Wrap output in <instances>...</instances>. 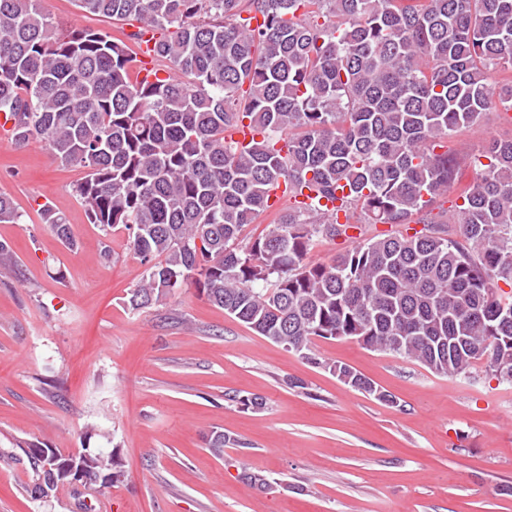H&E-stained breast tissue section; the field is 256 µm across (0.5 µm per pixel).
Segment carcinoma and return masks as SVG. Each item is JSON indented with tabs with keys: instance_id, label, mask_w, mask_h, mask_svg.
Masks as SVG:
<instances>
[{
	"instance_id": "carcinoma-1",
	"label": "carcinoma",
	"mask_w": 512,
	"mask_h": 512,
	"mask_svg": "<svg viewBox=\"0 0 512 512\" xmlns=\"http://www.w3.org/2000/svg\"><path fill=\"white\" fill-rule=\"evenodd\" d=\"M134 28L128 41L57 31L38 0H0V129L46 143L84 176L72 186L114 258L112 230L145 266L130 311L194 285L256 334L317 363L315 338H351L450 379L512 385V139L488 143L454 212L462 240L421 214L456 180L448 135L512 110V0H74ZM153 68L141 78L137 48ZM248 131L240 143L229 132ZM285 187L278 222L239 245ZM364 224L411 234L363 239L326 263L314 245ZM42 222L70 248L49 203ZM23 214L0 192V224ZM340 381L396 407L346 364ZM244 409L262 397L234 394ZM238 439L213 430L210 453ZM30 442L32 488L63 485ZM84 488L122 476L117 449H53Z\"/></svg>"
}]
</instances>
